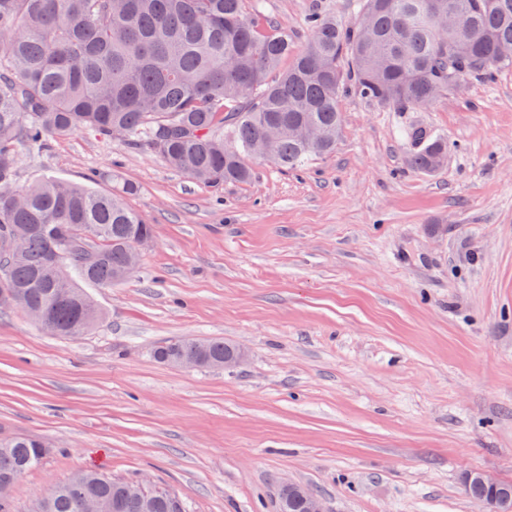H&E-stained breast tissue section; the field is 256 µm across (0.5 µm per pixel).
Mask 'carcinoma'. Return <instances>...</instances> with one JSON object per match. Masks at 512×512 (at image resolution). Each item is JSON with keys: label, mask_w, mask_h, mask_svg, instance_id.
Here are the masks:
<instances>
[{"label": "carcinoma", "mask_w": 512, "mask_h": 512, "mask_svg": "<svg viewBox=\"0 0 512 512\" xmlns=\"http://www.w3.org/2000/svg\"><path fill=\"white\" fill-rule=\"evenodd\" d=\"M358 16L308 19L295 50L284 29L262 27L248 0H0V292L40 317L54 336H83L103 314L86 291L128 278L136 242L151 225L124 198L47 178L16 185L20 151L49 137L124 136L127 144L215 190L246 183L249 159L297 171L336 145L339 98L355 94L393 112H415L466 80L512 69V0H360ZM292 59L285 71L280 64ZM409 165L433 173L448 141L424 127L407 133ZM71 256L56 263V244ZM230 344L170 340L160 361L180 357L221 369ZM45 441L0 438V512L10 492L44 458ZM126 482L97 470L73 475L31 512H112ZM471 499L492 494L463 484ZM122 512H175L165 493Z\"/></svg>", "instance_id": "obj_1"}]
</instances>
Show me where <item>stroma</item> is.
<instances>
[{"label":"stroma","mask_w":512,"mask_h":512,"mask_svg":"<svg viewBox=\"0 0 512 512\" xmlns=\"http://www.w3.org/2000/svg\"><path fill=\"white\" fill-rule=\"evenodd\" d=\"M353 0H260L297 46ZM332 153L297 172L251 161L222 191L87 133L22 151L17 185L108 192L153 226L126 281L92 288L94 332L63 340L0 311V435L51 446L11 492L29 512L77 472L142 480L187 512H279L289 483L326 512H478L477 468L512 481V71L417 112L339 102ZM448 141L431 174L406 133ZM175 338H221L223 370L158 361Z\"/></svg>","instance_id":"obj_1"}]
</instances>
